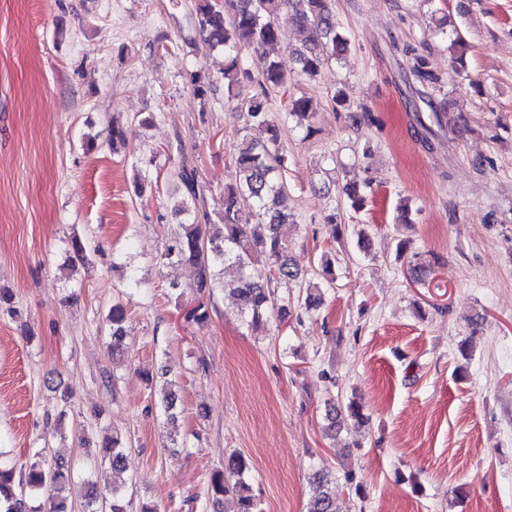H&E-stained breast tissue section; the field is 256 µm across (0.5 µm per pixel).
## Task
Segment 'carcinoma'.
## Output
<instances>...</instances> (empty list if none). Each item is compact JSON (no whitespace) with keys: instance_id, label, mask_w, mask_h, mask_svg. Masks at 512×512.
<instances>
[{"instance_id":"carcinoma-1","label":"carcinoma","mask_w":512,"mask_h":512,"mask_svg":"<svg viewBox=\"0 0 512 512\" xmlns=\"http://www.w3.org/2000/svg\"><path fill=\"white\" fill-rule=\"evenodd\" d=\"M194 10L203 41L224 52L227 103L243 112L244 127L231 154L234 180L224 184L223 212L218 224L198 223L199 213L205 210L204 185L195 163L185 156L181 158L176 174L184 194L181 213L188 216L189 222L177 224L162 258L193 266V288L200 295H210L214 289L225 287L217 280L216 268L235 267L237 279L230 291L244 322L257 332L272 319L285 324L293 316L277 290L299 278V270L288 256L280 233L282 225L293 222L288 208V150L268 101L273 93L286 95L284 119L292 120L295 127L308 134L314 112L311 99L288 95L289 78L278 62H269L256 79L247 68L246 57L267 45L288 44L287 33L277 23L283 10L291 14L299 29L309 34L308 41L292 49L302 76L316 77L324 64L347 52L349 42L337 32L338 22L329 0H194ZM254 127L265 129L268 138L261 142L250 137L249 130ZM258 262L268 269L264 282L254 280L250 273ZM125 318V306L119 302L112 305L105 317L110 331L108 351L114 357L125 353ZM176 401V391L169 383L160 399L167 416H174ZM364 418L362 404L352 398L326 415L325 432L334 439L342 423H360ZM125 446L116 433L103 441V453L115 472L121 469ZM47 449L46 445L35 449L34 461L19 472L0 468V512H22L24 508L27 512H71L62 491L74 473L81 474L83 470L62 465L45 468L42 458ZM248 471L249 462L242 453L225 455L224 470L210 478L212 503L216 505L222 497L231 495L237 501V512H262L246 479ZM311 486L307 512H337L336 483L326 468L313 471ZM84 487V512H127L118 487H113L112 503L108 505L98 501L93 481L85 480ZM33 494L42 495V502L28 509L24 497Z\"/></svg>"}]
</instances>
